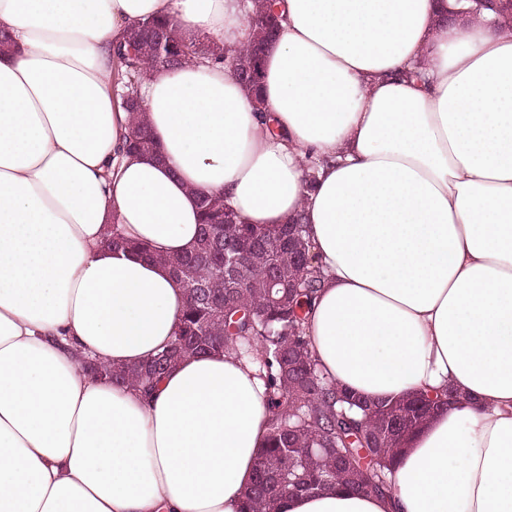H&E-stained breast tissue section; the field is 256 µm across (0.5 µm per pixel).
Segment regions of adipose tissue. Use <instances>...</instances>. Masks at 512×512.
Returning a JSON list of instances; mask_svg holds the SVG:
<instances>
[{
  "instance_id": "1",
  "label": "adipose tissue",
  "mask_w": 512,
  "mask_h": 512,
  "mask_svg": "<svg viewBox=\"0 0 512 512\" xmlns=\"http://www.w3.org/2000/svg\"><path fill=\"white\" fill-rule=\"evenodd\" d=\"M456 7L279 0L261 105L211 58L141 82L154 161L124 150L114 45L164 16L239 53L247 0H0V512H241L268 436L252 365L188 357L148 398L79 369L172 341L183 288L104 238L182 253L202 194L305 224L337 386L463 397L408 437L391 496L279 512H512V31Z\"/></svg>"
}]
</instances>
